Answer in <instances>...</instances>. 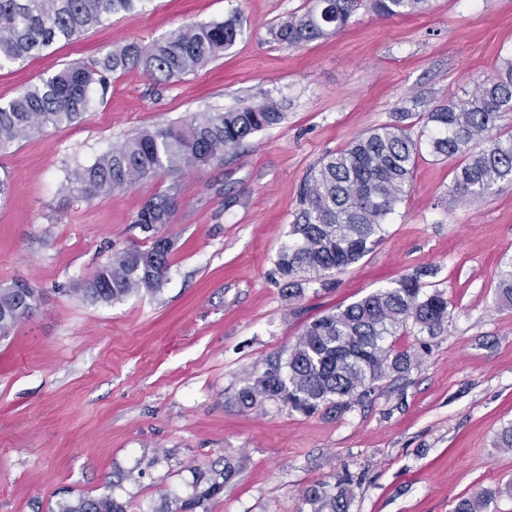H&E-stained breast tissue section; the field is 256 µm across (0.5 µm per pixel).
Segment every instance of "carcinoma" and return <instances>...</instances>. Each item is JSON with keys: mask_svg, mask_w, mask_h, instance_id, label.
I'll use <instances>...</instances> for the list:
<instances>
[{"mask_svg": "<svg viewBox=\"0 0 512 512\" xmlns=\"http://www.w3.org/2000/svg\"><path fill=\"white\" fill-rule=\"evenodd\" d=\"M147 0H0V70L23 63L52 45L73 41L115 13L134 14ZM385 18L427 9L429 0H368ZM362 0H313L270 28L274 42L300 47L345 28ZM241 33L237 19L194 23L144 46L130 42L86 64L67 67L23 89L0 105V153L48 127L72 124L88 111L92 88L106 90L112 75L131 70L156 81H169L210 63L230 49ZM512 113V58L495 76L473 84L464 97L452 98L422 113L431 128L430 151L461 157L450 192L465 201L483 199L500 181H512V129L503 124ZM286 118L282 103L266 97L230 111L203 112L181 122L145 129L99 155L91 164L68 171L61 192L85 201L110 195L152 178L161 171H190L235 153L253 134ZM421 140L401 121L373 128L343 149L322 157L304 182L300 208L291 224V244L279 252L276 269L291 295L303 283L319 281L368 255L383 239L384 224L409 195ZM175 200H147L133 223L148 244L112 253L94 275L73 292L91 303H118L142 290L156 292L167 280L171 239L159 229L172 223ZM418 273L321 316L305 325L288 358L268 364L237 392L236 401L252 408L278 400L293 411L316 412L320 405L342 412L374 392L388 375L409 372L414 356L395 348L389 338L407 321L433 335L448 322V298L426 294ZM499 300L512 305V270L501 273ZM36 290L25 282L0 288V335L26 317ZM237 474L230 462L200 477L206 487L185 501L184 512H209L208 502L224 492ZM346 475L332 494L310 485L298 512H348L351 485ZM485 495L461 498L454 512H484ZM51 512H126L112 494L62 499Z\"/></svg>", "mask_w": 512, "mask_h": 512, "instance_id": "obj_1", "label": "carcinoma"}]
</instances>
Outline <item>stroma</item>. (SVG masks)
I'll list each match as a JSON object with an SVG mask.
<instances>
[{
	"mask_svg": "<svg viewBox=\"0 0 512 512\" xmlns=\"http://www.w3.org/2000/svg\"><path fill=\"white\" fill-rule=\"evenodd\" d=\"M309 0H148L79 39L0 70V104L67 66L131 41L236 17L243 34L207 66L158 84L113 75L70 125L0 154V288L38 290L32 314L0 338V512H49L106 492L127 512H182L198 473L232 458L239 471L210 512H297L302 490L355 479L349 512H454L489 489L486 512H512V309L498 306L512 269V182L476 202L450 193L457 159L421 149L412 189L372 253L330 286L290 297L276 272L291 243L304 179L327 153L409 113L463 95L512 55V0H431L381 18L360 9L338 35L299 48L270 40ZM272 97L286 119L223 161L87 202L60 191L68 169L136 133ZM174 198L168 279L117 304L72 291L114 251L145 239L133 218ZM449 300L437 335L400 328L418 358L343 413L306 416L278 401L244 409L234 395L284 358L304 325L402 275Z\"/></svg>",
	"mask_w": 512,
	"mask_h": 512,
	"instance_id": "stroma-1",
	"label": "stroma"
}]
</instances>
